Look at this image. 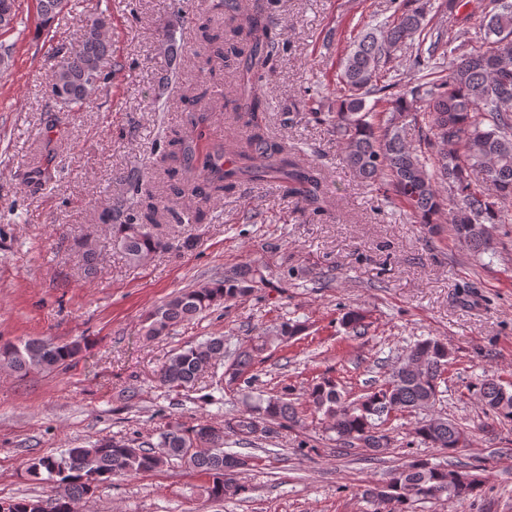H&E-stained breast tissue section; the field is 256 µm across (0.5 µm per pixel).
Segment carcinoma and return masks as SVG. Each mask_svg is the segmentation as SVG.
Listing matches in <instances>:
<instances>
[{
    "label": "carcinoma",
    "instance_id": "carcinoma-1",
    "mask_svg": "<svg viewBox=\"0 0 512 512\" xmlns=\"http://www.w3.org/2000/svg\"><path fill=\"white\" fill-rule=\"evenodd\" d=\"M39 29L48 31L63 9L64 0H35ZM392 13L377 24H365L353 37L341 59L333 93L339 108L330 119L343 161L362 181L377 191L393 193L421 224L450 227L476 258L495 254V236L512 224V211L501 203L512 200V0H490L484 16L486 33L479 44L453 45L446 32L433 24L434 16L451 12L460 0H393ZM212 8L224 11L229 32L246 47L220 44L223 35L212 33L206 22L201 33V71L208 85L186 99L194 106L206 97L221 75L209 68L212 55L223 56L224 67L237 74L233 110L243 120L245 135L224 138V143L202 153L198 139L212 113L189 111L181 127L171 131L160 161L173 163L169 174L183 171L185 180L170 185L171 193L159 198L145 185L147 175L130 173L142 187L136 201L135 221L123 220L128 209L122 200L103 216L111 229L112 244L131 264H140L172 244L156 232L167 221L197 223L203 204L242 181L283 183L288 196L313 212L322 211L329 198L327 181L315 160L301 158L283 142L265 132L266 99L261 92L265 73L279 50L274 17L264 0L237 22V0H216ZM15 0H0V33L15 28ZM412 49L414 73L394 75L396 51ZM112 55L107 19L97 17L86 25L77 46L62 52L52 76V93L64 103L81 108L97 95L105 80L102 66ZM373 102H368V99ZM414 131V141L408 131ZM264 278L244 262L224 270L210 285L184 290L154 310L146 320L145 335L164 336L176 325L191 321L224 302L250 294ZM346 326L356 336L365 334V316L358 308L344 313ZM267 341L258 336L224 359V337H212L170 356L158 370L159 383L173 391L192 387L213 370L216 389L233 387L250 396L257 375L256 358ZM79 342L55 343L29 339L0 342V364L25 375L31 371L64 368L79 354ZM454 357L438 338L419 339L390 376L370 391L351 400L337 381L322 377L308 386L306 398L322 414L325 431L336 435L343 448H365L378 455L390 447L388 424L393 411L428 407L441 394ZM224 371H214L217 363ZM470 389L485 410L512 421V391L494 377L478 378ZM298 422V412L287 388L276 395H258L246 408L224 418V423L170 422L158 443L101 439L65 453L29 460L27 475L54 484L47 499L29 496L10 501L9 512H73L76 501L93 495L114 476H135L160 470L171 459L207 478L205 492L213 501L232 499L246 492L238 474L262 465V458L225 448L232 438L238 445L257 447L267 439V423ZM420 443L450 453L466 447L467 428L442 416L416 423ZM166 449L159 456L153 448ZM477 466H451L416 458L391 470L385 485L366 489L363 496L374 512H414L415 504L435 501L462 503L479 495L484 479Z\"/></svg>",
    "mask_w": 512,
    "mask_h": 512
}]
</instances>
